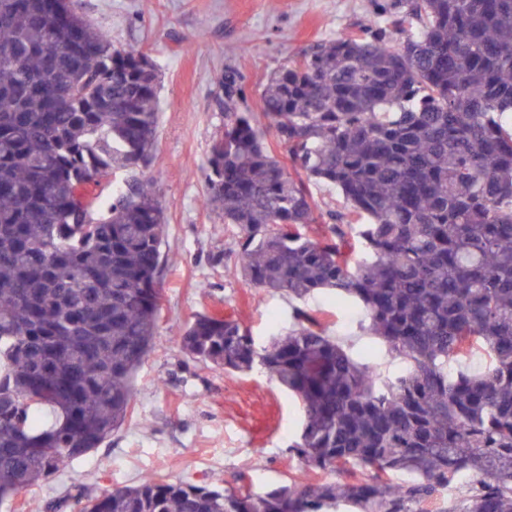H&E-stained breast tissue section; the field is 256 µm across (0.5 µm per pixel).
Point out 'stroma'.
<instances>
[{
  "label": "stroma",
  "mask_w": 512,
  "mask_h": 512,
  "mask_svg": "<svg viewBox=\"0 0 512 512\" xmlns=\"http://www.w3.org/2000/svg\"><path fill=\"white\" fill-rule=\"evenodd\" d=\"M115 48L144 54L161 77L152 180L165 213L162 314L155 348L135 380L133 417L67 470L0 505V512H46L80 485L98 495L160 474L171 481L232 485L261 493L311 476L291 453L302 412L276 380L257 370L225 374L189 358L176 341L200 313L231 315L258 344L288 332L297 311L320 313L327 333L381 380L405 364L365 329L361 307L328 292L299 300L258 294L239 271L238 231L201 203L205 168L224 131V72L235 71L258 109L270 74L299 48L356 30L371 0H75Z\"/></svg>",
  "instance_id": "1"
}]
</instances>
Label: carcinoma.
<instances>
[{"mask_svg": "<svg viewBox=\"0 0 512 512\" xmlns=\"http://www.w3.org/2000/svg\"><path fill=\"white\" fill-rule=\"evenodd\" d=\"M372 2L371 24L276 70L257 112L225 72L203 205L238 229L257 292L354 298L404 372L380 381L306 311L265 346L216 313L178 343L272 374L311 469L373 477L258 494L150 475L51 512H423L461 485L442 512H512V0ZM158 95L144 56L72 0H0V503L132 417L162 310L164 210L139 177ZM99 175L122 186L94 193ZM312 181L344 209L321 211ZM477 348L485 372L448 371Z\"/></svg>", "mask_w": 512, "mask_h": 512, "instance_id": "1", "label": "carcinoma"}]
</instances>
